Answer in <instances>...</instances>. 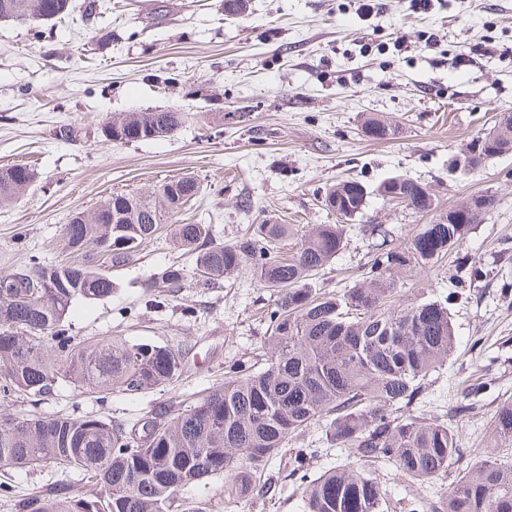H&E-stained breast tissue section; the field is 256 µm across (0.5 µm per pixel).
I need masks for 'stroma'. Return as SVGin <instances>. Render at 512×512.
I'll list each match as a JSON object with an SVG mask.
<instances>
[{"mask_svg": "<svg viewBox=\"0 0 512 512\" xmlns=\"http://www.w3.org/2000/svg\"><path fill=\"white\" fill-rule=\"evenodd\" d=\"M373 4L369 16L356 0H247L230 19L224 0H111V14L74 27L0 22V167L25 163L37 173L32 190L0 205V277L33 255L47 265L69 260L65 224L106 195L147 192L185 174L201 191L176 223L210 225L226 242L269 221L301 234L336 223L322 200L342 180L367 189L358 227L391 225L400 244L422 218L381 197L383 180L424 182L441 211L493 193L495 208L465 244L488 276L450 308L459 347L433 375L430 402L437 410L454 406L462 387L493 364L495 390L477 399L459 430L472 459L491 452L512 462V446L493 448L490 428L492 409L512 397V154L466 175L448 166L494 115L512 113V0H433L424 11L410 0ZM158 10L156 24L150 15ZM155 110H178L186 120L160 138L104 139L112 119ZM370 114L395 124V138L367 136ZM62 124L76 126L77 136L56 139ZM358 227L320 273V287L351 286L371 259ZM173 263L184 269L181 287L152 302L147 282ZM112 281L110 297L74 302L70 336L175 346L187 373L161 391L103 399L61 379L39 402L22 392L0 395V416L67 414L137 429L160 405L179 409L205 396L238 360L264 367V313L275 293L248 270L204 286L194 257L164 232ZM292 449L269 465L275 488L265 496L225 499L216 474L181 489L177 500L205 503L209 512H303L302 487L289 474ZM455 477L451 471L417 488L388 474L391 512H403L417 493L443 494ZM60 481L77 495L95 492L78 472L53 463L0 471V512H15L16 501Z\"/></svg>", "mask_w": 512, "mask_h": 512, "instance_id": "1", "label": "stroma"}]
</instances>
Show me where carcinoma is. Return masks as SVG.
<instances>
[{
	"label": "carcinoma",
	"instance_id": "obj_1",
	"mask_svg": "<svg viewBox=\"0 0 512 512\" xmlns=\"http://www.w3.org/2000/svg\"><path fill=\"white\" fill-rule=\"evenodd\" d=\"M36 0H0V21L42 17ZM48 20L67 25L99 18L102 0H83L74 14L72 0H47ZM184 113L130 112L111 123L109 142L150 139L162 127L173 132ZM364 132L376 140L395 135L392 125L375 117ZM512 153V124L493 126L451 160L456 168L481 167L495 156ZM24 165L0 167V203L17 199L36 182ZM201 190L191 176L171 179L144 193H113L94 211L78 212L65 227L67 247L82 260L46 266L35 260L28 269L0 278V392L41 396L58 374L74 386L97 394H138L168 385L183 372L179 350L122 338L74 342L66 328L74 303L112 295L109 270L131 263L141 247L181 210L174 194L192 199ZM379 194L415 213L436 210L433 194L419 190L413 178L393 176ZM472 222H459L453 207L416 225L403 245L394 243L386 224H361L374 255L355 283L336 293L315 286L316 275L343 248L350 224L362 212L367 190L342 180L324 193V205L339 220L318 224L289 253L281 245L294 235L290 224H258L230 243L211 235L207 224H175L173 245L195 255L196 268L212 284L244 264L256 282L276 292L269 312V356L257 369L241 362L180 412L156 409L151 427L136 436L102 419L67 416H19L0 420V457L12 469H37L57 463L99 486L92 498L70 494L61 482L18 505L19 512H174L177 492L225 475L224 494L242 500L279 453L310 425L323 422L324 441L345 453V462L314 478L307 461L316 448H300L290 475L303 484L304 512H388L389 503L374 467L391 465L398 476L423 484L458 466L456 481L436 499L416 496L406 512H512V466L488 454L465 460L459 428L448 422L471 410L470 398L495 385L491 371L462 392L448 415H416L429 387L457 349L449 306L486 272L463 256L455 268L468 278L452 277L441 298L414 292V274L459 253L467 237L496 205L484 192L468 196ZM169 288L181 285L183 269L160 274ZM494 444H512V400L499 403L491 417Z\"/></svg>",
	"mask_w": 512,
	"mask_h": 512
}]
</instances>
